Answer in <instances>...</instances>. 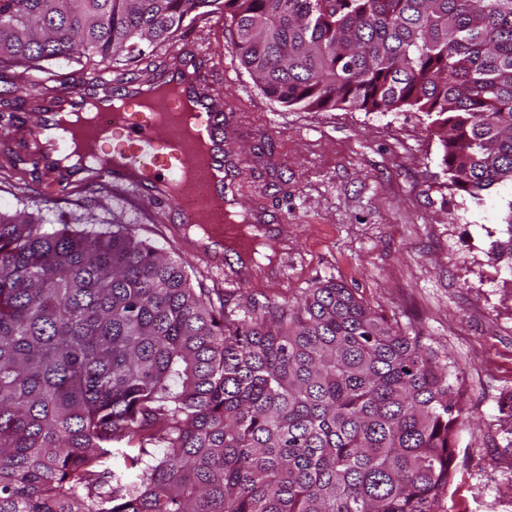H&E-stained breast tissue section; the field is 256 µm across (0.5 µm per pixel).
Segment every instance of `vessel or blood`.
<instances>
[{
	"label": "vessel or blood",
	"instance_id": "obj_1",
	"mask_svg": "<svg viewBox=\"0 0 512 512\" xmlns=\"http://www.w3.org/2000/svg\"><path fill=\"white\" fill-rule=\"evenodd\" d=\"M205 79V73H198L193 90L188 91L181 87L180 73H172L167 83L176 87V95L149 102L127 88L100 95L88 83L73 89L69 104L77 111L99 99L96 124L81 133L90 145L117 132L124 135L109 164L99 168V175L134 189L150 187L177 213L180 223L208 224L206 243L193 252L211 265L224 267V253L238 239L239 226L225 217L228 186L217 177L239 161L224 145L227 115L223 105L203 95ZM55 127L51 121L27 131L28 143L34 145L52 176L60 171L56 158L66 156L72 144Z\"/></svg>",
	"mask_w": 512,
	"mask_h": 512
}]
</instances>
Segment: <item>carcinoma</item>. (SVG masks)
<instances>
[{"label": "carcinoma", "instance_id": "carcinoma-1", "mask_svg": "<svg viewBox=\"0 0 512 512\" xmlns=\"http://www.w3.org/2000/svg\"><path fill=\"white\" fill-rule=\"evenodd\" d=\"M217 11L269 99L414 108L450 187L512 185V0H0V63L84 57L122 84ZM452 376L333 279L217 307L129 229L0 212V512H445Z\"/></svg>", "mask_w": 512, "mask_h": 512}]
</instances>
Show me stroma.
<instances>
[{
	"label": "stroma",
	"instance_id": "35a3bbf8",
	"mask_svg": "<svg viewBox=\"0 0 512 512\" xmlns=\"http://www.w3.org/2000/svg\"><path fill=\"white\" fill-rule=\"evenodd\" d=\"M231 38L223 14L212 13L153 55L172 70L187 61L186 46L202 43L224 60L210 84L240 116L230 134L242 160L230 173L234 203L263 208L271 226L249 285H226L222 270L185 256L168 206L149 189L92 174L50 182L13 136L39 123L44 98L88 83L84 63L50 62L44 86L23 68L0 69V212H39L77 229L90 214L101 230L132 225L184 258L193 287L216 303H293L320 281L345 284L460 369L464 417L446 512H512V271L492 255L512 187L479 203L449 188L438 137L416 110L283 107L240 66Z\"/></svg>",
	"mask_w": 512,
	"mask_h": 512
}]
</instances>
